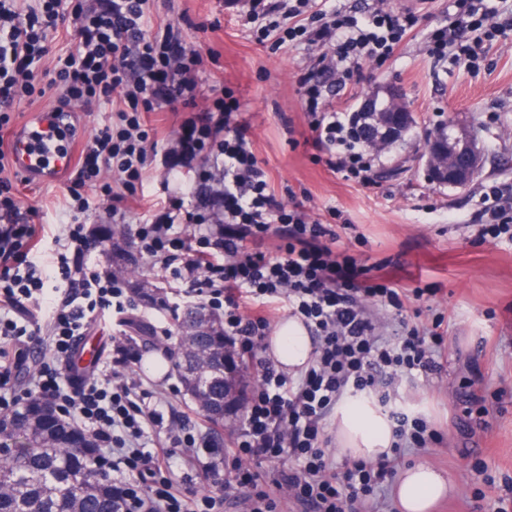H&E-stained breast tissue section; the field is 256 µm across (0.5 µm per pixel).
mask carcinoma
I'll return each mask as SVG.
<instances>
[{"instance_id":"cac0c4a2","label":"carcinoma","mask_w":512,"mask_h":512,"mask_svg":"<svg viewBox=\"0 0 512 512\" xmlns=\"http://www.w3.org/2000/svg\"><path fill=\"white\" fill-rule=\"evenodd\" d=\"M180 342L172 356L187 394L217 428H224V329L200 307L179 321ZM208 369V386L196 384ZM0 460V512H115L112 480L92 468L96 443L59 418L37 396L9 417Z\"/></svg>"}]
</instances>
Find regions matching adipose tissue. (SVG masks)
<instances>
[{
    "label": "adipose tissue",
    "mask_w": 512,
    "mask_h": 512,
    "mask_svg": "<svg viewBox=\"0 0 512 512\" xmlns=\"http://www.w3.org/2000/svg\"><path fill=\"white\" fill-rule=\"evenodd\" d=\"M268 347L277 364L292 375L304 370L312 358V338L304 325L294 318L278 324L268 338ZM335 435L340 451L356 460H376L389 451L392 442L387 420L358 406L338 412ZM448 492L445 478L422 464L404 469L395 488L402 512H432Z\"/></svg>",
    "instance_id": "1"
}]
</instances>
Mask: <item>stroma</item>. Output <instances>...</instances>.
Masks as SVG:
<instances>
[{
	"label": "stroma",
	"mask_w": 512,
	"mask_h": 512,
	"mask_svg": "<svg viewBox=\"0 0 512 512\" xmlns=\"http://www.w3.org/2000/svg\"><path fill=\"white\" fill-rule=\"evenodd\" d=\"M418 22L411 36L384 63L365 62L347 89L330 90L324 105L352 113L368 97L390 86L406 96L416 124L398 144L377 153L373 180L360 185L328 170L317 159L298 75L315 59L333 55V44L290 42L274 47L251 38L241 11L227 0H150L149 21L174 27L215 54L199 76L198 104L214 89L235 90L250 123V137L265 162L272 191L285 205L301 204L314 218L334 224L355 254L370 264L387 261V273L423 297L403 315L372 307L380 334L393 337L401 321L432 323L442 317L445 338L439 374L409 379L389 375L400 407L425 415L437 434L422 448H403L395 466L426 462L451 484L433 512H491L505 486L512 484V240L480 239L477 218L483 189L492 182L512 184V31L486 42L473 66L429 54L433 34L447 30L451 0H416ZM463 125L486 155L479 176L464 189L429 181L422 156L426 138L443 123ZM61 180H35L24 186L21 212L39 210L41 221L63 232ZM98 258L133 288H152L174 297L180 283L143 260L126 262L112 248ZM482 379L473 382L471 366ZM166 393L171 412L154 439L166 446L183 427L210 442L212 425L175 385L176 370L153 377L142 365L126 369ZM481 405L468 402L469 393ZM204 454L196 448L177 453V480L198 493L220 491L223 476L204 478Z\"/></svg>",
	"instance_id": "35a3bbf8"
}]
</instances>
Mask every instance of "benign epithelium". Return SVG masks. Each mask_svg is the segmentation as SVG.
I'll use <instances>...</instances> for the list:
<instances>
[{
	"label": "benign epithelium",
	"mask_w": 512,
	"mask_h": 512,
	"mask_svg": "<svg viewBox=\"0 0 512 512\" xmlns=\"http://www.w3.org/2000/svg\"><path fill=\"white\" fill-rule=\"evenodd\" d=\"M369 117V148L378 151L400 139L415 123L404 94L390 89L382 99L372 97L360 106ZM426 165L432 172L447 173L446 185L465 188L484 166V154L476 139L464 127L452 126L445 133L433 135L426 144ZM242 393L240 375L229 362H224V399L238 398Z\"/></svg>",
	"instance_id": "7a95c632"
}]
</instances>
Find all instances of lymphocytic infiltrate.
<instances>
[{
	"instance_id": "lymphocytic-infiltrate-1",
	"label": "lymphocytic infiltrate",
	"mask_w": 512,
	"mask_h": 512,
	"mask_svg": "<svg viewBox=\"0 0 512 512\" xmlns=\"http://www.w3.org/2000/svg\"><path fill=\"white\" fill-rule=\"evenodd\" d=\"M15 3L0 0V130L13 126L17 106L49 90L57 93L61 115L74 101L117 109L70 156L64 195L70 222L61 235L37 232L24 221L13 185L14 146L0 141V341L20 352L32 341L45 343L31 391L95 437L94 464L112 474L117 512L224 507L223 498L207 494L188 500L170 475L175 448L195 447L193 434L171 438L164 451L152 449L164 399L139 381L119 379L140 359L124 330L134 308L132 290L125 278L91 259L109 240L108 225L81 220L93 191L111 200L116 215L141 203L154 164L191 172L193 180L183 194L153 204L150 219L132 225L130 241L141 259L161 264L185 284V302L220 317L227 347L260 376L230 450L211 458L206 476L231 470L248 491V512H280L276 492L283 487L297 512H348L356 498L392 481L390 455L337 466L326 448V418L345 398L372 394L387 410L393 448H418L434 435L425 418L390 409V394L374 373L389 368L411 378L433 375L442 333L415 324L394 339L377 336L365 307L371 300L402 312L420 289L369 275L332 225L277 200L248 127L237 118L238 101L222 90L197 108L204 55L173 29L148 28V0H37L24 14ZM453 7L447 37L430 46L434 57H445L452 44L458 59L475 62L469 32L482 29L492 38L512 27V11L486 0H453ZM246 21L259 40L278 46L335 41V58H320L301 73L299 84L325 166L369 184L374 164L355 132L357 119L321 110L325 89L318 76L335 71L337 86L346 87L361 59L394 55L412 30V16L376 7L360 19L319 8L316 0H251ZM64 27L71 29L74 47L52 54L54 36ZM49 55L54 65L47 69L42 62ZM177 110L185 116L175 144L160 146L145 115ZM484 204L480 236L512 237V185L488 186ZM269 240L274 248H266ZM36 250L50 256V266L34 261ZM281 303L314 345L311 365L295 379L262 354L271 314ZM99 318L112 322V357L99 378H75L62 361ZM255 457L286 458L292 465L259 471L247 465Z\"/></svg>"
}]
</instances>
